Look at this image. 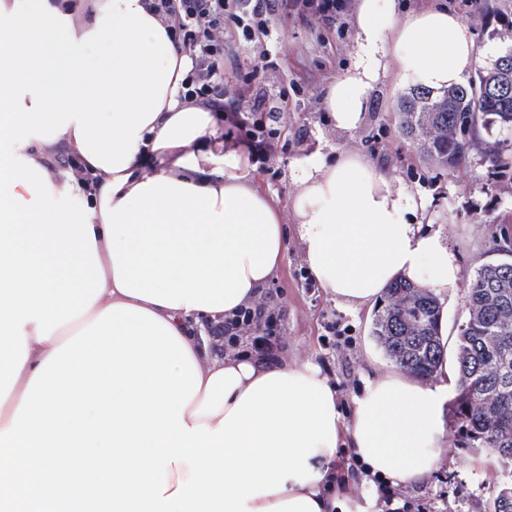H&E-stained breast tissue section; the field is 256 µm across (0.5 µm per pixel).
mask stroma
Returning a JSON list of instances; mask_svg holds the SVG:
<instances>
[{
    "label": "stroma",
    "mask_w": 512,
    "mask_h": 512,
    "mask_svg": "<svg viewBox=\"0 0 512 512\" xmlns=\"http://www.w3.org/2000/svg\"><path fill=\"white\" fill-rule=\"evenodd\" d=\"M335 22L316 18L297 0H289L274 20L275 38L248 43L236 30L224 34V105L252 110L259 96L279 87L288 92L287 110L277 125L278 151L270 171L254 170L256 187L293 224L289 200L296 190L292 164L308 151L354 150L374 160L394 183L421 194L429 203L430 227L451 240L470 281L478 268L495 259L502 239L512 240V164L493 165L470 154L448 169L426 158L401 135L398 103L403 88L385 77L367 104L361 127L351 135L327 123L324 97L342 75L353 50L351 18L356 0H342ZM416 10L432 4L448 7L472 30L475 54L487 62L500 47L512 43V0H404ZM274 63L261 67L260 53ZM263 297L281 310L275 350L289 358L320 366L342 399H350L368 378L388 372L393 363L370 334L373 314L340 305L310 280L296 235L276 280ZM346 328L338 344H327L329 325ZM447 454L444 463L422 484L399 489V496L429 512H489L492 488L512 482L488 449L472 447L453 413L444 416Z\"/></svg>",
    "instance_id": "stroma-1"
}]
</instances>
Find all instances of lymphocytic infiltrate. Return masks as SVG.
<instances>
[{"mask_svg":"<svg viewBox=\"0 0 512 512\" xmlns=\"http://www.w3.org/2000/svg\"><path fill=\"white\" fill-rule=\"evenodd\" d=\"M279 0H154L155 10L167 21L169 38L181 52L187 54L191 68L184 80L185 94L202 103L219 108L224 96L221 72L224 66V45L219 39L225 26L240 30L244 39L269 37L270 17L278 8ZM288 98L286 90H279L267 104V120L235 119L238 137L250 150L255 162L266 163L273 156L276 144L266 130L267 122L278 121ZM280 314L256 305L240 310L225 320L218 329L225 342L249 337L250 348L268 356L279 333Z\"/></svg>","mask_w":512,"mask_h":512,"instance_id":"1","label":"lymphocytic infiltrate"}]
</instances>
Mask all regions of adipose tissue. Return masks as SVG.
Listing matches in <instances>:
<instances>
[{
  "instance_id": "1",
  "label": "adipose tissue",
  "mask_w": 512,
  "mask_h": 512,
  "mask_svg": "<svg viewBox=\"0 0 512 512\" xmlns=\"http://www.w3.org/2000/svg\"><path fill=\"white\" fill-rule=\"evenodd\" d=\"M0 0V512H375L336 491L341 449L393 488L442 463L447 385L400 371L343 412L309 360L216 356L204 334L251 306L296 231L312 279L348 306L396 279L455 296L461 269L426 206L355 151L292 166L294 229L235 150L148 0L76 22ZM352 61L324 98L354 133L386 74L430 89L476 66L447 8L358 0ZM51 32L58 47L43 49ZM112 42V62L90 49ZM86 176L59 173L56 157Z\"/></svg>"
}]
</instances>
